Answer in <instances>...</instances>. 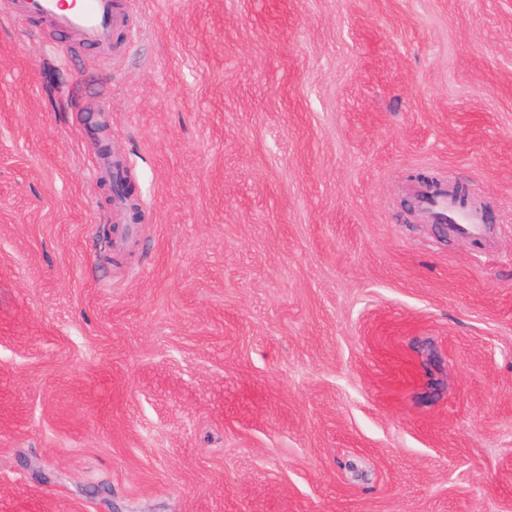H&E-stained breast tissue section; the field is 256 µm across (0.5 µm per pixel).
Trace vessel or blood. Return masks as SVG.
Listing matches in <instances>:
<instances>
[{
	"mask_svg": "<svg viewBox=\"0 0 512 512\" xmlns=\"http://www.w3.org/2000/svg\"><path fill=\"white\" fill-rule=\"evenodd\" d=\"M16 14L38 18L58 32H73L81 40L103 48H112L116 33L126 27L127 16L118 0H14ZM430 223L450 225L453 232L473 243L487 244L485 211L462 202L448 188H441L423 202Z\"/></svg>",
	"mask_w": 512,
	"mask_h": 512,
	"instance_id": "obj_1",
	"label": "vessel or blood"
}]
</instances>
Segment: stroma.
<instances>
[{"mask_svg":"<svg viewBox=\"0 0 512 512\" xmlns=\"http://www.w3.org/2000/svg\"><path fill=\"white\" fill-rule=\"evenodd\" d=\"M120 3L0 0V512H512V0ZM118 0H14L16 14L39 18L57 32H75L81 40L112 49L116 33L127 26ZM108 112L109 107L105 104L102 108H99V120L94 127L95 135L97 136L98 140L101 141V150L98 155V164L95 168V174H97L100 179L112 181V170L114 169V166L112 160L111 136L109 124L105 119V116ZM101 124L104 126V128L101 127ZM108 139L110 141L111 153L107 148ZM423 208L431 224H448L459 238L489 247L485 211L462 202L448 190V183L444 182L441 190L425 198Z\"/></svg>","mask_w":512,"mask_h":512,"instance_id":"obj_1","label":"stroma"}]
</instances>
